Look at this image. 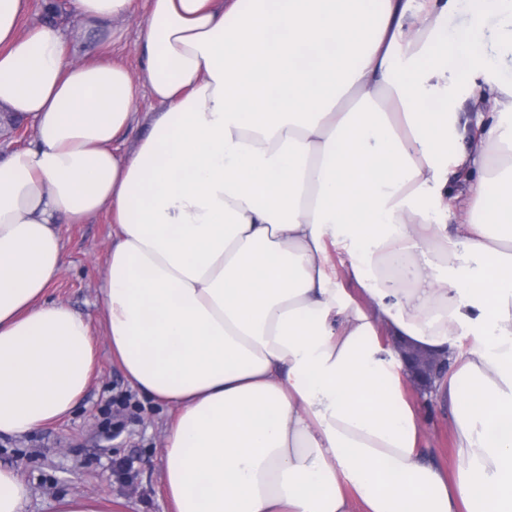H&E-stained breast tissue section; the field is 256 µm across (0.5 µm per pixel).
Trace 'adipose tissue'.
<instances>
[{
    "label": "adipose tissue",
    "instance_id": "1",
    "mask_svg": "<svg viewBox=\"0 0 512 512\" xmlns=\"http://www.w3.org/2000/svg\"><path fill=\"white\" fill-rule=\"evenodd\" d=\"M68 8L144 12L145 79L67 62L59 28L20 33L26 0H0V108L35 127L0 161V434L88 388L90 325L46 292L61 223L108 211L104 333L171 409L170 512H512V80L481 51L494 26L512 51V0ZM475 74L490 113L453 91ZM144 88L160 110L117 152ZM397 340L451 363L433 395L455 410L452 467L425 455Z\"/></svg>",
    "mask_w": 512,
    "mask_h": 512
}]
</instances>
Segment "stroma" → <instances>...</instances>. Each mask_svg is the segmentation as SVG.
I'll return each mask as SVG.
<instances>
[{
	"label": "stroma",
	"mask_w": 512,
	"mask_h": 512,
	"mask_svg": "<svg viewBox=\"0 0 512 512\" xmlns=\"http://www.w3.org/2000/svg\"><path fill=\"white\" fill-rule=\"evenodd\" d=\"M143 21L138 15L96 24L66 16L59 26L71 62H119L138 77ZM61 231L66 261L48 297L89 322L96 371L66 418L23 436L1 434L0 467L15 470L29 486L23 512H56L58 502L72 494L111 500L112 512H165L161 437L169 411L129 385L100 325L98 288L114 232L111 217L101 212L84 223L62 225ZM424 410L430 446L441 461H449L450 405L434 400Z\"/></svg>",
	"instance_id": "35a3bbf8"
}]
</instances>
